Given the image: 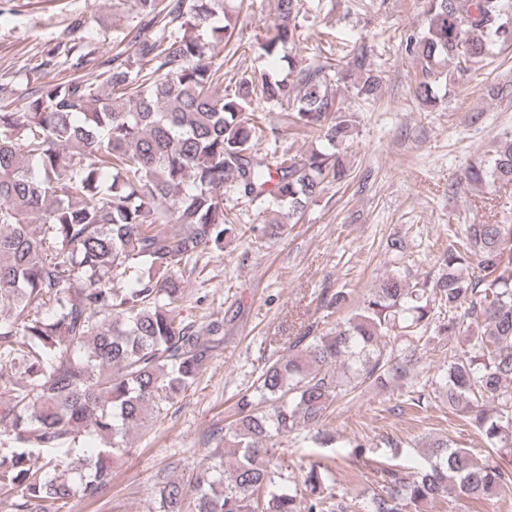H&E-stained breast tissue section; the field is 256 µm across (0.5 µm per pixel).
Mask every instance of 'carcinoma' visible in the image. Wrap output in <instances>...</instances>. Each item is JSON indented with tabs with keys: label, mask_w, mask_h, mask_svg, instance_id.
<instances>
[{
	"label": "carcinoma",
	"mask_w": 512,
	"mask_h": 512,
	"mask_svg": "<svg viewBox=\"0 0 512 512\" xmlns=\"http://www.w3.org/2000/svg\"><path fill=\"white\" fill-rule=\"evenodd\" d=\"M275 2L257 49L286 63L278 76L242 71L224 82V62L208 52L236 29L226 0H132L127 49L106 57L81 36L48 54L46 64L63 57L92 78L45 82L19 108L0 84V299L10 307L0 316V498L15 512H64L78 495L102 496L126 434L167 415L206 368L223 322L203 334L183 320L182 268L237 236L224 192L293 219L346 179L355 116L326 92L332 49L297 57L301 0ZM424 2L427 29L407 37L405 52L420 65L417 99L434 109L429 79L439 70L469 72L512 44V0ZM336 78L363 100L381 84L362 47ZM288 103L286 122L320 147L291 156L278 129L251 118ZM465 178L512 185V134ZM347 303L342 289L323 298L329 316ZM467 321L480 329L453 348L434 392L511 457L512 223L467 224L434 276H387L330 332L309 328L287 358L267 361L239 397L224 447L186 475L157 476L156 512H352L332 492L331 465L290 481L274 445L308 427L314 445L329 446L322 426L333 404L364 383L413 387L419 345ZM82 437L103 447L76 456ZM424 460L410 475L375 467L367 512H418L442 498L480 504L512 486V470L444 437Z\"/></svg>",
	"instance_id": "obj_1"
}]
</instances>
